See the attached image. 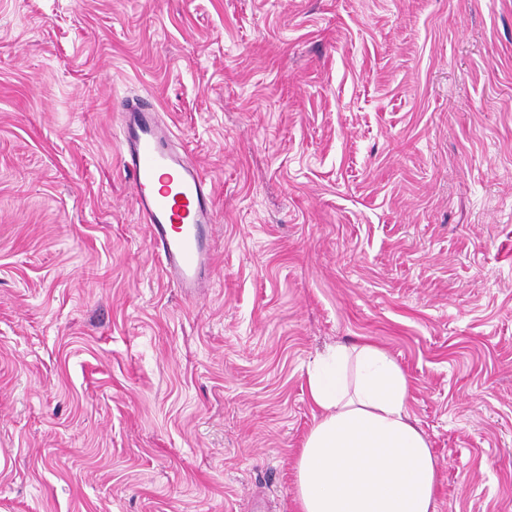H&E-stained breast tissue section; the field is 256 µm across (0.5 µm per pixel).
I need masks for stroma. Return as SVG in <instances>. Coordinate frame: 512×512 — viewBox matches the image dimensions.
<instances>
[{"instance_id":"35a3bbf8","label":"stroma","mask_w":512,"mask_h":512,"mask_svg":"<svg viewBox=\"0 0 512 512\" xmlns=\"http://www.w3.org/2000/svg\"><path fill=\"white\" fill-rule=\"evenodd\" d=\"M139 96L214 190L194 295ZM365 342L437 512H512V0H0V512H299L307 370ZM155 112L137 102L125 106L121 156L138 216L148 226L168 280L192 294L202 288L213 263V192L190 155L173 146L172 131Z\"/></svg>"}]
</instances>
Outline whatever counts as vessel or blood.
I'll return each mask as SVG.
<instances>
[{
    "mask_svg": "<svg viewBox=\"0 0 512 512\" xmlns=\"http://www.w3.org/2000/svg\"><path fill=\"white\" fill-rule=\"evenodd\" d=\"M121 131V156L138 216L148 226L168 280L184 293H195L213 263L212 188L190 155L174 147L170 128L153 108L127 104Z\"/></svg>",
    "mask_w": 512,
    "mask_h": 512,
    "instance_id": "1",
    "label": "vessel or blood"
}]
</instances>
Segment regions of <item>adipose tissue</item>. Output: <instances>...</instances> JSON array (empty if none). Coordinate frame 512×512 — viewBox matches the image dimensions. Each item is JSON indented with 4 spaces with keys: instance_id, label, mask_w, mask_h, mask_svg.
I'll return each mask as SVG.
<instances>
[{
    "instance_id": "adipose-tissue-1",
    "label": "adipose tissue",
    "mask_w": 512,
    "mask_h": 512,
    "mask_svg": "<svg viewBox=\"0 0 512 512\" xmlns=\"http://www.w3.org/2000/svg\"><path fill=\"white\" fill-rule=\"evenodd\" d=\"M307 383L318 414L297 461L300 512H437L436 461L392 357L371 343L333 346Z\"/></svg>"
}]
</instances>
